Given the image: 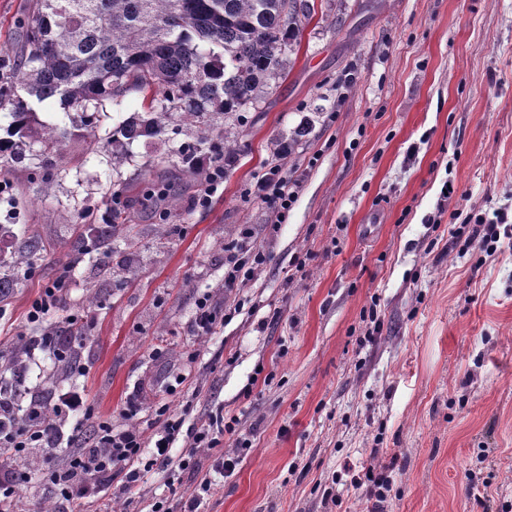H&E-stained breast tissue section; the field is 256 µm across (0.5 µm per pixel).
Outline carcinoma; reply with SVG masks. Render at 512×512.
<instances>
[{
    "instance_id": "cac0c4a2",
    "label": "carcinoma",
    "mask_w": 512,
    "mask_h": 512,
    "mask_svg": "<svg viewBox=\"0 0 512 512\" xmlns=\"http://www.w3.org/2000/svg\"><path fill=\"white\" fill-rule=\"evenodd\" d=\"M310 0H32L21 50L0 61L9 81L0 106L10 123L0 157L19 158L33 143L62 152L73 138L99 143L90 113L132 93L152 95L112 129V153L164 141L173 117L197 129L175 153L194 155L224 136L220 118L263 102L286 68V48L312 17ZM63 106V121L35 128L32 103ZM17 263L30 267L45 250L35 235Z\"/></svg>"
}]
</instances>
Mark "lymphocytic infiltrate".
Segmentation results:
<instances>
[{"instance_id": "f902f5d3", "label": "lymphocytic infiltrate", "mask_w": 512, "mask_h": 512, "mask_svg": "<svg viewBox=\"0 0 512 512\" xmlns=\"http://www.w3.org/2000/svg\"><path fill=\"white\" fill-rule=\"evenodd\" d=\"M298 188V182L278 176L272 171L256 183L254 194L262 203L282 216L295 201ZM265 260V254L252 244L249 231H242L236 246L224 251L225 287H238L244 282L247 273L263 265ZM83 405L84 399L80 391L66 392L55 404L46 403L41 408L30 409L25 428L18 431L13 424V406L1 404L0 448L19 453L27 448L59 447V420L78 411ZM156 421L157 427L149 435L136 426L99 423L93 451H74L68 470H55L50 473V482L71 503V512H80L85 499L110 487L113 473L123 474L125 489H133L142 477L140 459L144 451H151L154 460L169 465V479L175 482L179 479L180 471L188 469L192 464L198 449L220 447L225 435L231 434L235 437L234 452L222 455L219 461V466L225 473L234 472L244 451L251 447L250 439L238 434L235 423L231 420L221 422L211 419L189 429L185 426L184 417L172 414L168 406L163 405L156 412ZM183 436L190 440L188 452L179 462H172L171 450ZM395 476L394 463L377 465L366 462L351 476L350 486L355 495L372 501L373 512H385L393 498L398 495Z\"/></svg>"}]
</instances>
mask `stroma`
Returning a JSON list of instances; mask_svg holds the SVG:
<instances>
[{"instance_id": "stroma-1", "label": "stroma", "mask_w": 512, "mask_h": 512, "mask_svg": "<svg viewBox=\"0 0 512 512\" xmlns=\"http://www.w3.org/2000/svg\"><path fill=\"white\" fill-rule=\"evenodd\" d=\"M30 3L0 0V53L23 43ZM194 136L172 123L168 144L134 145L130 163L81 139L48 171L36 145L0 158V273L27 236L46 246L0 297V388L26 402L81 388L93 421L115 425L133 397L148 434L163 404L189 425L220 414L252 442L232 475L214 469L220 450L201 449L176 492L157 463L134 502L116 474L83 512H147L163 498L178 512L205 476L206 512H370L344 482L372 455L396 464L390 512H512V246L465 247L468 217L512 219V0H315L284 74L224 128L236 160L223 190L200 207L199 179L176 177L173 205L147 201L154 160ZM274 165L302 187L271 237V209L246 192ZM108 220L111 253L74 262L67 244ZM244 227L267 260L229 290L224 249ZM66 267L48 325L80 347L73 370L24 354L29 306ZM206 293L234 315L199 336ZM374 300L384 325L371 344ZM70 455L0 454L26 477L14 512H66L39 468Z\"/></svg>"}]
</instances>
